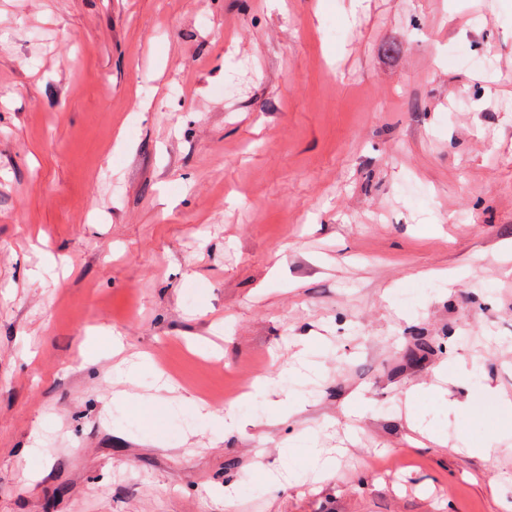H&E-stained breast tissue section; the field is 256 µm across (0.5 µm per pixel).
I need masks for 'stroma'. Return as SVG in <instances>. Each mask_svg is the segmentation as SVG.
<instances>
[{"instance_id": "stroma-1", "label": "stroma", "mask_w": 512, "mask_h": 512, "mask_svg": "<svg viewBox=\"0 0 512 512\" xmlns=\"http://www.w3.org/2000/svg\"><path fill=\"white\" fill-rule=\"evenodd\" d=\"M511 97L512 0H0V512H512Z\"/></svg>"}]
</instances>
